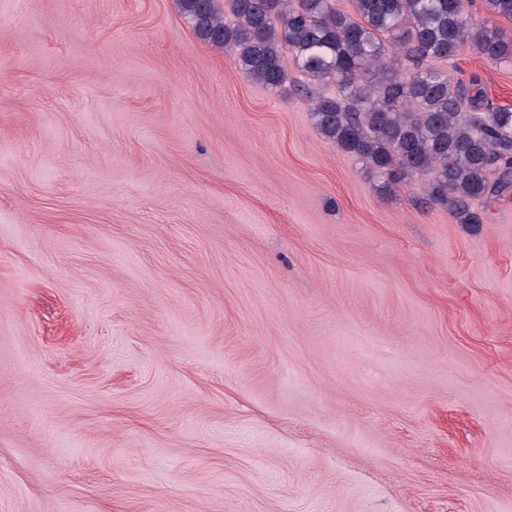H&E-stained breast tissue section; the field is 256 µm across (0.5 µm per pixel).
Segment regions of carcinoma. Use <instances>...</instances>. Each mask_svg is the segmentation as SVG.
I'll return each mask as SVG.
<instances>
[{"label":"carcinoma","instance_id":"carcinoma-1","mask_svg":"<svg viewBox=\"0 0 512 512\" xmlns=\"http://www.w3.org/2000/svg\"><path fill=\"white\" fill-rule=\"evenodd\" d=\"M472 0H355V13L330 0H177L195 33L234 52L263 86L288 83L285 56L336 95L312 101L320 134L368 163L391 192L426 178L430 199L460 224H480L473 207L512 188V108L490 103L478 83L453 81L444 62L469 46L493 61L512 59V30L475 20ZM512 19V0H484Z\"/></svg>","mask_w":512,"mask_h":512}]
</instances>
